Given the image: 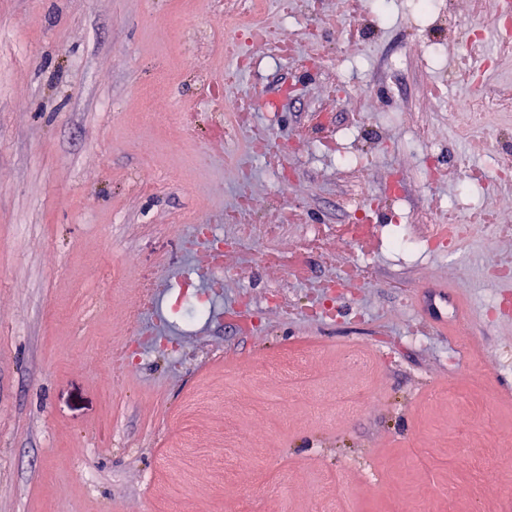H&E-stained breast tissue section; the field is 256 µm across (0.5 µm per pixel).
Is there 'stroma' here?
<instances>
[{"instance_id":"1","label":"stroma","mask_w":512,"mask_h":512,"mask_svg":"<svg viewBox=\"0 0 512 512\" xmlns=\"http://www.w3.org/2000/svg\"><path fill=\"white\" fill-rule=\"evenodd\" d=\"M290 2L257 18L254 0H0V512H512V458L496 454L512 448V309L488 308L512 280L487 275L512 264V230L425 248L460 154L484 205L512 215V182L491 173L512 157V112L488 114L491 152L449 127L438 98L466 88L459 37L437 30L431 53L409 0L377 20L368 0ZM439 9L484 32L500 59L484 85L512 96L493 0ZM228 13L279 36L247 42L249 68L214 96ZM147 99L179 123L146 118ZM228 101L253 105L233 140ZM256 131L285 153L255 152ZM363 195L376 224L351 220ZM182 214L224 237L222 312L180 337V362L145 345L104 391L129 280L192 269ZM399 236L421 253L394 250ZM431 282L448 286L444 330L418 308Z\"/></svg>"}]
</instances>
